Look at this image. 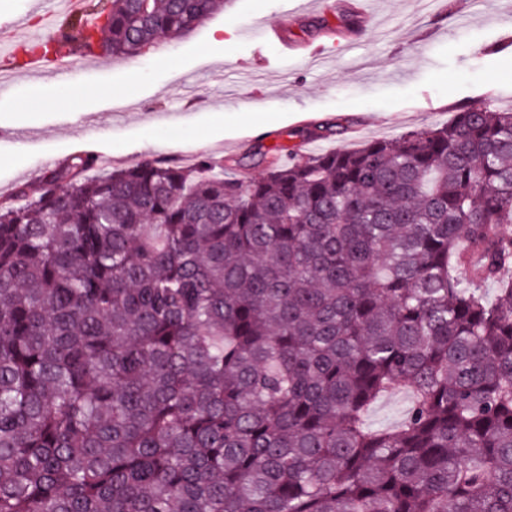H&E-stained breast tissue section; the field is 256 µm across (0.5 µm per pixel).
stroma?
I'll use <instances>...</instances> for the list:
<instances>
[{"label": "stroma", "instance_id": "1", "mask_svg": "<svg viewBox=\"0 0 512 512\" xmlns=\"http://www.w3.org/2000/svg\"><path fill=\"white\" fill-rule=\"evenodd\" d=\"M56 0H0V32L17 22L43 36ZM225 28L223 45L211 42ZM284 31L280 45L269 30ZM47 62L30 78L0 58V200L37 191L49 170L96 135L106 165L149 156L192 164L233 158L248 177L264 173L259 145L327 123L334 135L307 154L448 123L463 105L512 106V0H368L330 9L321 0H233L186 37L134 57L69 59L65 80ZM134 84L128 99L113 87ZM92 87L81 111L62 88ZM411 397L381 396L365 421L400 425Z\"/></svg>", "mask_w": 512, "mask_h": 512}]
</instances>
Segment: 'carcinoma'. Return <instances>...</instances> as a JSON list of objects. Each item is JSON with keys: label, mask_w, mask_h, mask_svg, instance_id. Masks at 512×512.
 <instances>
[{"label": "carcinoma", "mask_w": 512, "mask_h": 512, "mask_svg": "<svg viewBox=\"0 0 512 512\" xmlns=\"http://www.w3.org/2000/svg\"><path fill=\"white\" fill-rule=\"evenodd\" d=\"M230 2L85 0L25 53L136 57ZM257 155L76 154L0 203V512H512V109ZM411 397L404 391L381 396L368 410L366 424L376 429H394L402 422Z\"/></svg>", "instance_id": "1"}]
</instances>
